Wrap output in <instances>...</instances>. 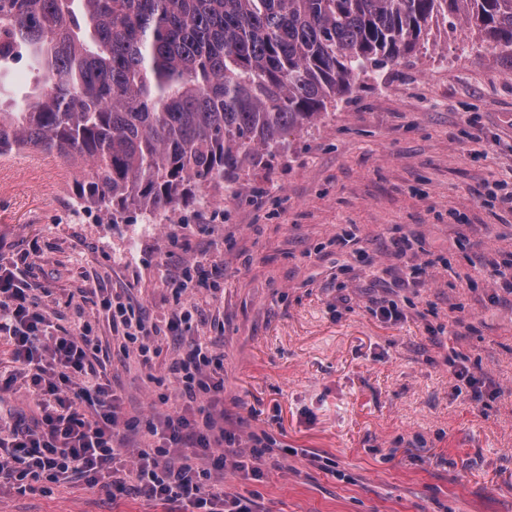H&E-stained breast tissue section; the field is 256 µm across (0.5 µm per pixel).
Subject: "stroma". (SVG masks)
<instances>
[{
	"label": "stroma",
	"mask_w": 512,
	"mask_h": 512,
	"mask_svg": "<svg viewBox=\"0 0 512 512\" xmlns=\"http://www.w3.org/2000/svg\"><path fill=\"white\" fill-rule=\"evenodd\" d=\"M431 38L427 53L358 82L266 162L172 211L77 215V169L58 178L63 161L34 150L0 167V256H28L22 270L55 329L93 323L92 364L114 378L126 415L149 417L160 389L136 360H113L112 325L80 288L124 289L160 323L180 302L166 271L199 259L222 283L196 291L191 333L224 354L225 415L289 451L261 479L223 475L225 488L255 494L257 512H512V296L478 261L512 251V212L487 197L488 184L512 182V60L462 24ZM344 231L365 263L337 251ZM399 238L413 242L401 261L388 251ZM428 259L426 276L397 287L406 266ZM380 300L403 318L374 315ZM453 351L496 384L485 406L454 396ZM1 375L14 383L0 419L32 418L3 341ZM314 453L334 471L312 464ZM0 512L168 509L72 477L47 493L2 482Z\"/></svg>",
	"instance_id": "35a3bbf8"
}]
</instances>
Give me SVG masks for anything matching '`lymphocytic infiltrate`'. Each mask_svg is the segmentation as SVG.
Wrapping results in <instances>:
<instances>
[{
    "label": "lymphocytic infiltrate",
    "instance_id": "1",
    "mask_svg": "<svg viewBox=\"0 0 512 512\" xmlns=\"http://www.w3.org/2000/svg\"><path fill=\"white\" fill-rule=\"evenodd\" d=\"M207 282L205 270L196 276L167 280L183 294L184 302L164 324L150 322L121 292L103 294L99 285L82 289V298L96 297L100 311L111 321L121 341L116 353L133 357L152 369L157 356L149 341L158 336H181L199 306L190 292ZM0 339L7 340L14 362L29 383L38 410L33 422L17 419L0 425V477L19 490L46 489L61 479L77 476L105 493L132 495L178 512H254L253 502L235 491L215 487L217 473L260 477V464L273 457L276 441L267 431L243 433L224 419V356L209 342L190 339L184 353L172 358L167 375L177 385L181 410L170 413L168 394L156 395L148 420L125 417L122 401L106 374L90 367L99 347L90 322L57 334L36 302L20 272L0 262ZM43 340L52 356L44 363L34 345ZM89 404L91 413L81 411ZM140 431L147 439L135 463L122 451L121 431ZM247 453H240V444Z\"/></svg>",
    "mask_w": 512,
    "mask_h": 512
}]
</instances>
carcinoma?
I'll list each match as a JSON object with an SVG mask.
<instances>
[{
	"label": "carcinoma",
	"mask_w": 512,
	"mask_h": 512,
	"mask_svg": "<svg viewBox=\"0 0 512 512\" xmlns=\"http://www.w3.org/2000/svg\"><path fill=\"white\" fill-rule=\"evenodd\" d=\"M448 17L512 58V0H0V69L25 56L39 76L0 107V153L78 168L90 209L174 210Z\"/></svg>",
	"instance_id": "carcinoma-1"
}]
</instances>
